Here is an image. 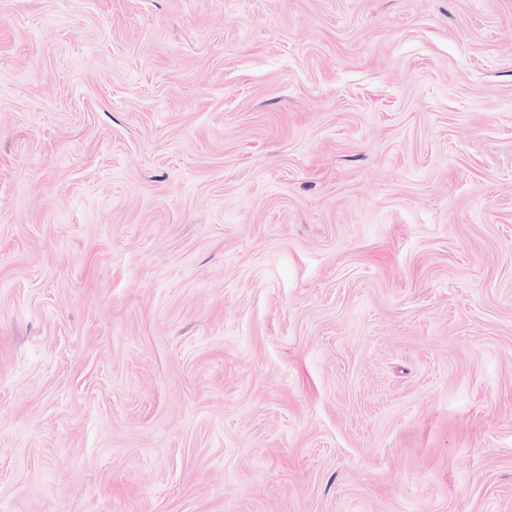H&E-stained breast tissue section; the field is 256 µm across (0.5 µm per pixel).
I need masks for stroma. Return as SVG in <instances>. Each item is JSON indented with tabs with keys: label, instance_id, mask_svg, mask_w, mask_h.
Returning <instances> with one entry per match:
<instances>
[{
	"label": "stroma",
	"instance_id": "1",
	"mask_svg": "<svg viewBox=\"0 0 512 512\" xmlns=\"http://www.w3.org/2000/svg\"><path fill=\"white\" fill-rule=\"evenodd\" d=\"M0 512H512V0H0Z\"/></svg>",
	"mask_w": 512,
	"mask_h": 512
}]
</instances>
